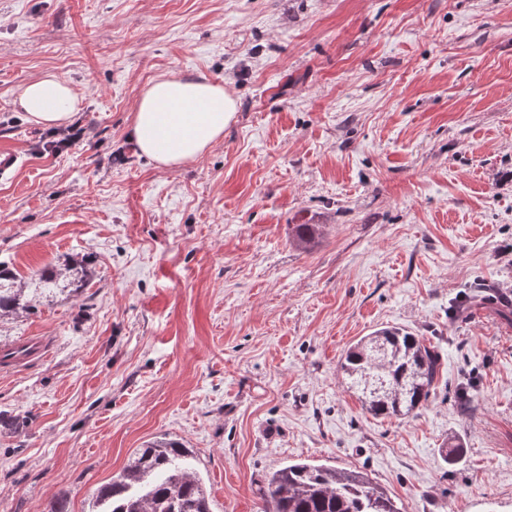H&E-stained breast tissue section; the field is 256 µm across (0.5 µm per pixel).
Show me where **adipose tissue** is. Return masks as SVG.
Listing matches in <instances>:
<instances>
[{
    "instance_id": "obj_1",
    "label": "adipose tissue",
    "mask_w": 512,
    "mask_h": 512,
    "mask_svg": "<svg viewBox=\"0 0 512 512\" xmlns=\"http://www.w3.org/2000/svg\"><path fill=\"white\" fill-rule=\"evenodd\" d=\"M80 101L66 81L47 73L29 82L18 105L29 122L67 126ZM235 100L218 83L207 80L161 79L140 95L132 140L140 153L163 166L201 156L223 137L235 118Z\"/></svg>"
}]
</instances>
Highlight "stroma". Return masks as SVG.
<instances>
[{
    "instance_id": "35a3bbf8",
    "label": "stroma",
    "mask_w": 512,
    "mask_h": 512,
    "mask_svg": "<svg viewBox=\"0 0 512 512\" xmlns=\"http://www.w3.org/2000/svg\"><path fill=\"white\" fill-rule=\"evenodd\" d=\"M45 73L80 99L61 155L14 104ZM161 78L238 105L178 166L130 139ZM1 149L21 167L0 262L27 279L79 254L92 276L0 319V346L49 341L0 367V512H89L163 434L213 512H263L298 461L402 512H512V0H0ZM386 326L441 358L414 418L367 413L338 370Z\"/></svg>"
}]
</instances>
